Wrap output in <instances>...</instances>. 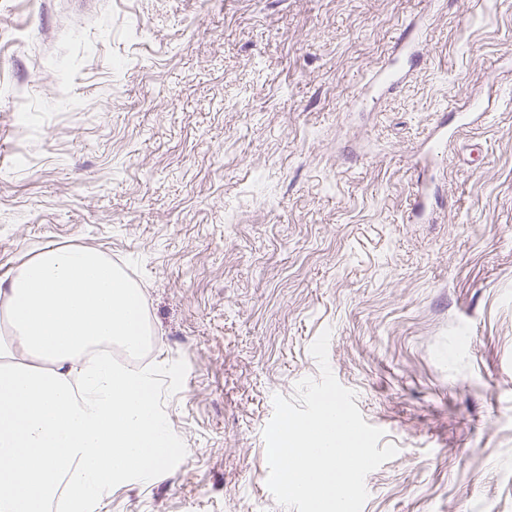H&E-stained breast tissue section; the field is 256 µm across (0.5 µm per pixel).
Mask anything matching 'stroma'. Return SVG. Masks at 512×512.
I'll return each mask as SVG.
<instances>
[{"label": "stroma", "mask_w": 512, "mask_h": 512, "mask_svg": "<svg viewBox=\"0 0 512 512\" xmlns=\"http://www.w3.org/2000/svg\"><path fill=\"white\" fill-rule=\"evenodd\" d=\"M0 0V283L48 245L142 290L173 449L105 512H288L274 395L328 361L395 457L362 512H512V0ZM422 55L364 92L411 22ZM425 209L412 210L418 184Z\"/></svg>", "instance_id": "stroma-1"}]
</instances>
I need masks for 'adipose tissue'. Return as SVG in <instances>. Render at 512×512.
Returning <instances> with one entry per match:
<instances>
[{
	"mask_svg": "<svg viewBox=\"0 0 512 512\" xmlns=\"http://www.w3.org/2000/svg\"><path fill=\"white\" fill-rule=\"evenodd\" d=\"M0 512H101L108 488L154 473L171 431L144 370L100 355H137L143 295L102 252L47 246L0 287Z\"/></svg>",
	"mask_w": 512,
	"mask_h": 512,
	"instance_id": "adipose-tissue-1",
	"label": "adipose tissue"
}]
</instances>
